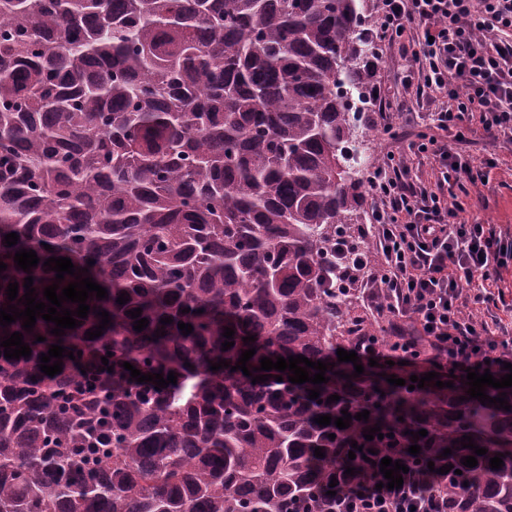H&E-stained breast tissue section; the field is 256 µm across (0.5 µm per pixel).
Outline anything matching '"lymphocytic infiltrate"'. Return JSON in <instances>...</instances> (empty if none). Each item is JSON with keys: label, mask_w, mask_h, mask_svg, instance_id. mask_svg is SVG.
<instances>
[{"label": "lymphocytic infiltrate", "mask_w": 512, "mask_h": 512, "mask_svg": "<svg viewBox=\"0 0 512 512\" xmlns=\"http://www.w3.org/2000/svg\"><path fill=\"white\" fill-rule=\"evenodd\" d=\"M377 30L404 60L400 93L434 105V134L401 132L403 152H388L365 176L372 243L343 278L363 309L388 319L390 341L361 339V362L395 361L396 377L435 370L465 382L469 368L492 374L512 364V313L502 269L512 233L472 224L456 188L479 187L494 159L475 165L462 147L477 133L512 140V0H377ZM430 160L434 179L414 176L409 156ZM337 473L333 512H447L426 467L409 463L398 489L384 488L379 464L355 458Z\"/></svg>", "instance_id": "f902f5d3"}]
</instances>
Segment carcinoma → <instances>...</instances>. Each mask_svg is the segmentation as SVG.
Returning <instances> with one entry per match:
<instances>
[{
	"label": "carcinoma",
	"instance_id": "1",
	"mask_svg": "<svg viewBox=\"0 0 512 512\" xmlns=\"http://www.w3.org/2000/svg\"><path fill=\"white\" fill-rule=\"evenodd\" d=\"M376 55L361 0H0V307L25 309L30 275L46 301L44 261L68 257L107 289L86 304L111 317L93 340V311L61 337L40 317L30 333L0 325V342L19 331L31 348L0 347V512H290L326 497L351 442L377 447L364 434L378 422L434 468L453 465L432 481L448 512H512V410L338 362L365 328L336 266L366 189L343 88L367 94ZM20 249L40 258L28 273ZM58 342L75 359L48 376L39 355ZM252 348V376L231 370ZM297 355L326 363L329 381L273 369L252 383L261 358ZM125 362L177 383L136 382ZM345 409L369 419L314 421ZM464 435L488 452L458 448Z\"/></svg>",
	"mask_w": 512,
	"mask_h": 512
}]
</instances>
